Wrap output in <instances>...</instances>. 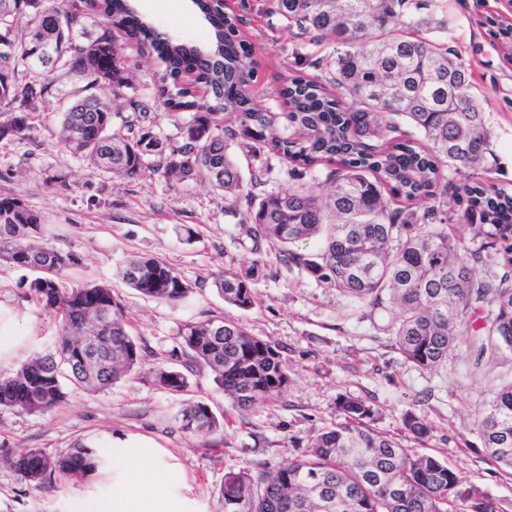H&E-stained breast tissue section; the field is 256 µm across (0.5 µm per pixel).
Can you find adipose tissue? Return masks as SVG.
I'll return each mask as SVG.
<instances>
[{"label":"adipose tissue","mask_w":512,"mask_h":512,"mask_svg":"<svg viewBox=\"0 0 512 512\" xmlns=\"http://www.w3.org/2000/svg\"><path fill=\"white\" fill-rule=\"evenodd\" d=\"M185 477L143 448L112 450V493L88 499L84 512H195Z\"/></svg>","instance_id":"obj_1"}]
</instances>
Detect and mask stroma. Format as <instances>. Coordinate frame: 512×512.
I'll return each mask as SVG.
<instances>
[{
	"label": "stroma",
	"mask_w": 512,
	"mask_h": 512,
	"mask_svg": "<svg viewBox=\"0 0 512 512\" xmlns=\"http://www.w3.org/2000/svg\"><path fill=\"white\" fill-rule=\"evenodd\" d=\"M130 3L173 40L209 46L210 28L191 2L184 7L179 0ZM227 4L247 17L242 34L259 64L256 94L272 111L286 109L272 94L282 75L303 74L331 84L334 74L325 61L335 47L332 39L316 43L288 29L279 16L259 13V0ZM501 10V0H448L440 37L472 74L491 135L486 177L512 191V42L495 38L491 25ZM116 44L128 76L126 96L146 106L153 135L180 141L191 115L167 114L157 103L152 75L160 59L154 51H139L124 31H117ZM46 81L48 92L36 103V129L25 138L0 141V198H21L40 215L48 243L79 255L80 266L62 278L65 287L92 282L112 287L141 359L130 377L102 392L64 383V401L49 412L0 407V512H77L86 494H111L106 465L82 478L55 476L36 488L7 463L24 449L65 453L79 443L103 454L124 444L148 445L181 468L199 512H224L218 489L227 468H247L257 459L273 467L288 464L310 436L335 424L341 394L371 399L378 409L376 427L398 437L406 413L426 418L433 428L426 452L445 458L463 479L485 488L512 512V471L490 461L475 426L506 369L475 363L466 350L442 368L416 369L362 304L304 268L280 263L271 241L247 235L252 209L268 194L295 188L327 194L324 168L295 174L280 155L255 152L242 140L230 147L243 180L235 197L213 192L198 177L117 178L97 172L59 141L62 114L83 96L85 77L63 66ZM134 255L167 262L192 285L189 298L174 306L128 288L120 270ZM255 263L260 266L253 283L255 306L242 311L224 304L213 290L214 278ZM36 276L35 270L0 263V372L55 349L58 321L29 290ZM219 312L284 346L292 366L283 393L244 415L218 391L207 370L189 368L178 335L181 323ZM160 366L182 371L186 392L161 388L153 376ZM189 400L208 404L220 421L216 431L181 429L180 410Z\"/></svg>",
	"instance_id": "1"
}]
</instances>
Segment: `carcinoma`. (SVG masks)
<instances>
[{
	"label": "carcinoma",
	"mask_w": 512,
	"mask_h": 512,
	"mask_svg": "<svg viewBox=\"0 0 512 512\" xmlns=\"http://www.w3.org/2000/svg\"><path fill=\"white\" fill-rule=\"evenodd\" d=\"M42 0H0V139L26 135L39 114L28 111L47 86L18 81L19 68L49 74L68 53L87 77L88 94L63 113L66 151L99 172L130 178L149 171L164 178L200 176L218 193L237 194L239 168L229 151L238 140L269 148L290 162L325 166V196L304 189L270 194L258 204L248 232L254 241L273 240L285 265L306 269L316 280L362 303L372 316L392 313L383 331L395 336L406 362L419 370L448 365L463 345L485 357L512 353V194L479 178L490 151V133L474 96L471 75L448 46L430 38L444 27L443 0H267L264 9L288 28L338 47L332 57L336 94L315 78L284 76L275 94L289 106L273 112L253 93L257 62L244 44L241 15L221 13L217 0L202 8L213 28L210 49L176 44L149 23L128 19L126 0H100L104 22L85 44L74 31L84 0L63 8ZM27 14L29 33L14 35ZM124 29L141 47L164 44L163 68L155 74L158 102L173 112H190L179 143L142 127L145 106L125 98L129 87L113 30ZM136 113L122 131H112L116 101ZM405 116L424 141L399 134L393 116ZM471 172L462 184L448 172ZM467 202L461 219L480 240L470 263L457 256L448 199ZM429 207L412 211L419 203ZM43 224L17 197L0 198V260L29 267L42 276L30 288L59 316L60 336L52 353L37 354L16 372L0 374V407L44 413L65 397L62 379L100 392L127 378L140 360V347L112 288L87 284L65 288L59 276L80 258L48 243L37 244ZM321 237L316 254L294 250ZM254 264L213 281L224 303L254 305ZM124 283L144 296L170 304L192 287L155 257H133L122 270ZM94 327L100 355L89 358L80 336ZM178 336L190 361L206 369L224 396L246 411L280 395L290 380L286 349L252 335L224 315L181 324ZM156 381L171 392L187 386L185 375L168 368ZM488 407L476 420L491 460L512 470V382L491 389ZM338 421L319 431L302 454L272 468L256 461L230 467L219 496L224 512H507L483 487L463 480L445 460L418 454L375 426L378 410L363 397L336 399ZM414 440L430 438L427 420L402 419ZM220 422L197 402L181 412L185 432H208ZM101 457L79 444L64 455L29 448L11 459L27 483L38 486L57 475L85 476Z\"/></svg>",
	"instance_id": "1"
}]
</instances>
